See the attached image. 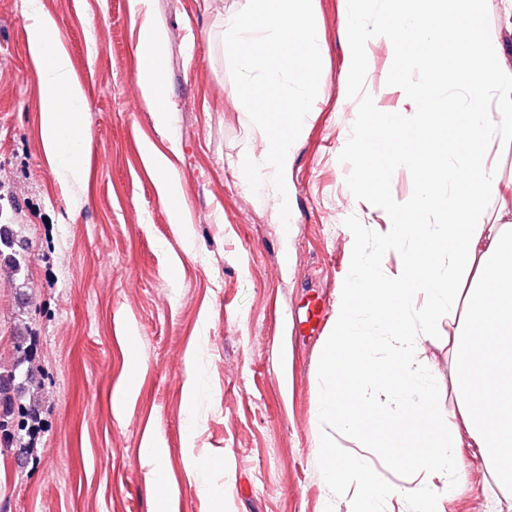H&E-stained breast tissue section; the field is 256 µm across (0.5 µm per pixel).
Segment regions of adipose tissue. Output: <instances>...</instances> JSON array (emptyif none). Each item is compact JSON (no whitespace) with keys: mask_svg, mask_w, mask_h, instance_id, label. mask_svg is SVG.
Returning a JSON list of instances; mask_svg holds the SVG:
<instances>
[{"mask_svg":"<svg viewBox=\"0 0 512 512\" xmlns=\"http://www.w3.org/2000/svg\"><path fill=\"white\" fill-rule=\"evenodd\" d=\"M485 0H388L380 24L363 32L351 66L363 70V45L385 42L388 78L408 91L407 108L361 111L349 135L364 196L388 199L384 156L415 173L419 188L394 202V221L379 249L352 248L353 278L336 306L335 334L321 358L323 391L316 412L325 428L318 455L336 479L360 489L353 512H378L405 487L381 481L365 456L368 420L390 405L425 440L417 512H442L448 493L468 478L467 455L485 475L512 489V222L478 207L498 185L492 159L512 144V77L496 63L497 46L478 17ZM31 53L43 93L41 131L51 160L72 178L83 175L91 148L83 92L54 36L56 23L30 0ZM137 76L157 124L171 122L161 58L149 25L140 27ZM457 89L462 112L447 111L439 85ZM485 148L474 152L472 144ZM441 215L423 224L419 215ZM401 251L388 267L385 251ZM448 323L454 408L439 398L427 344ZM456 422H449V411ZM354 434L355 451L339 453L337 435Z\"/></svg>","mask_w":512,"mask_h":512,"instance_id":"ef3b65f1","label":"adipose tissue"}]
</instances>
